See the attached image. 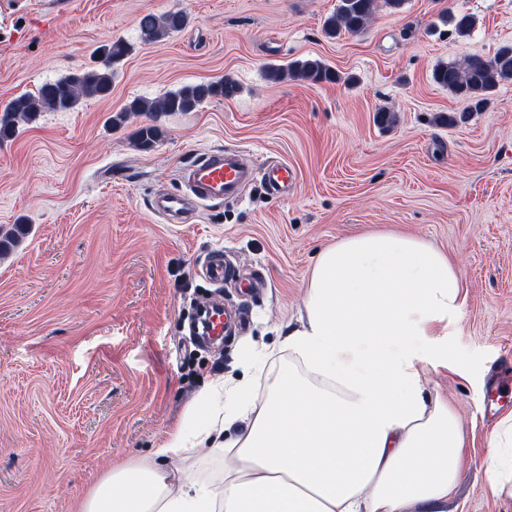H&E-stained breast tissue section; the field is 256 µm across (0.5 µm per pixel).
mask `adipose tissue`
<instances>
[{
  "instance_id": "ef3b65f1",
  "label": "adipose tissue",
  "mask_w": 512,
  "mask_h": 512,
  "mask_svg": "<svg viewBox=\"0 0 512 512\" xmlns=\"http://www.w3.org/2000/svg\"><path fill=\"white\" fill-rule=\"evenodd\" d=\"M462 303L454 260L424 239L377 230L323 248L271 394L212 376L151 458L106 475L80 512H435L466 443L418 350ZM496 438L490 487L512 495V413ZM195 448L224 460L220 486L179 477Z\"/></svg>"
}]
</instances>
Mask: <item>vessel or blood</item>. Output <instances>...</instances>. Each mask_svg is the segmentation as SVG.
Returning <instances> with one entry per match:
<instances>
[{
  "label": "vessel or blood",
  "mask_w": 512,
  "mask_h": 512,
  "mask_svg": "<svg viewBox=\"0 0 512 512\" xmlns=\"http://www.w3.org/2000/svg\"><path fill=\"white\" fill-rule=\"evenodd\" d=\"M182 191L169 193L155 199L152 208L172 223L185 222L189 214L201 203H222L238 199L243 188L250 182L262 181L269 192L286 193L296 185L297 176L285 163L255 168L245 162L241 151L236 149L216 150L185 167L181 174ZM204 277L213 285L236 279L237 266L215 254L203 271ZM245 319L241 313H230L224 305H214L207 317L206 338L227 337L242 332Z\"/></svg>",
  "instance_id": "vessel-or-blood-1"
}]
</instances>
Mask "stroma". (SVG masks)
<instances>
[{"label":"stroma","mask_w":512,"mask_h":512,"mask_svg":"<svg viewBox=\"0 0 512 512\" xmlns=\"http://www.w3.org/2000/svg\"><path fill=\"white\" fill-rule=\"evenodd\" d=\"M338 0H0V113L44 83L101 67L102 46L129 53L112 92L44 112L0 140V227L25 233L0 255V512H77L112 467L152 454L195 410L208 378L252 381L287 365L281 334L303 304L319 250L374 229L426 238L459 262L462 328L420 346L427 387L456 411L467 463L443 512H512L486 465L500 398L487 382L512 357V81L488 107L448 125L463 99L436 84L438 64L512 47V0H405L367 29L334 38ZM180 10L188 23L157 42L140 18ZM475 19L455 34L447 14ZM319 58L335 83H273L265 71ZM231 77L230 100L191 112L109 116L136 98ZM394 111L382 127L378 108ZM161 135L137 145L140 127ZM238 148L257 167L297 173L285 196L253 183L239 200L204 203L183 224L151 207L180 188L182 167ZM225 251L253 291L215 288L202 265ZM219 293L247 329L218 349L188 336V300Z\"/></svg>","instance_id":"stroma-1"}]
</instances>
